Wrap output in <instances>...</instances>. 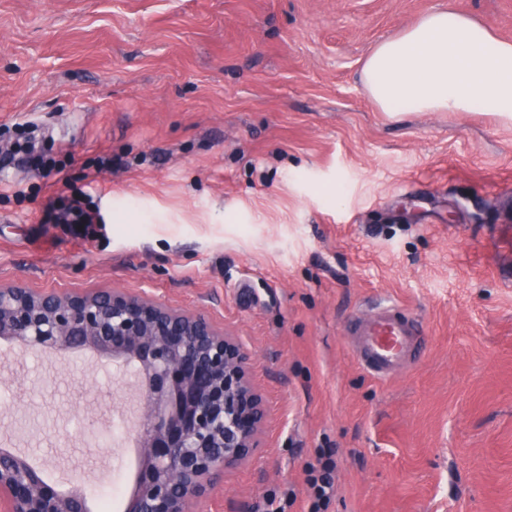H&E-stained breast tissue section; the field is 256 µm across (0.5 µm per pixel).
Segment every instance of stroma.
<instances>
[{
	"label": "stroma",
	"instance_id": "stroma-1",
	"mask_svg": "<svg viewBox=\"0 0 512 512\" xmlns=\"http://www.w3.org/2000/svg\"><path fill=\"white\" fill-rule=\"evenodd\" d=\"M443 7L512 42V0H0V128L32 124L72 160L66 186L0 167V283L119 288L205 314L250 355L259 446L190 512H264L287 487L307 512L322 448L326 512H512V123L393 118L360 78ZM106 153L123 167L94 172ZM86 188L97 238L45 222ZM373 301L426 328L385 382L346 333ZM127 381L91 351L0 339V448L126 502Z\"/></svg>",
	"mask_w": 512,
	"mask_h": 512
}]
</instances>
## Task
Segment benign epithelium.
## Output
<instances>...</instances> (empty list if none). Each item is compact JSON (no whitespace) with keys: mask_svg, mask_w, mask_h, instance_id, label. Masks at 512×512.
I'll return each mask as SVG.
<instances>
[{"mask_svg":"<svg viewBox=\"0 0 512 512\" xmlns=\"http://www.w3.org/2000/svg\"><path fill=\"white\" fill-rule=\"evenodd\" d=\"M0 337L24 349L90 350L137 367L140 467L124 512H188L250 457L266 416L249 354L205 315L118 289L35 293L0 284ZM0 512H88L84 492L47 483L0 451Z\"/></svg>","mask_w":512,"mask_h":512,"instance_id":"benign-epithelium-1","label":"benign epithelium"}]
</instances>
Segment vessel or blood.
<instances>
[{
	"label": "vessel or blood",
	"mask_w": 512,
	"mask_h": 512,
	"mask_svg": "<svg viewBox=\"0 0 512 512\" xmlns=\"http://www.w3.org/2000/svg\"><path fill=\"white\" fill-rule=\"evenodd\" d=\"M347 332L360 365L379 381L409 367L424 347L420 321L391 302L374 303L370 314L351 316Z\"/></svg>",
	"instance_id": "b4317fda"
}]
</instances>
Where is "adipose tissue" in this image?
<instances>
[{
	"label": "adipose tissue",
	"mask_w": 512,
	"mask_h": 512,
	"mask_svg": "<svg viewBox=\"0 0 512 512\" xmlns=\"http://www.w3.org/2000/svg\"><path fill=\"white\" fill-rule=\"evenodd\" d=\"M361 78L384 112H483L512 123V42L450 9L381 42Z\"/></svg>",
	"instance_id": "adipose-tissue-1"
}]
</instances>
